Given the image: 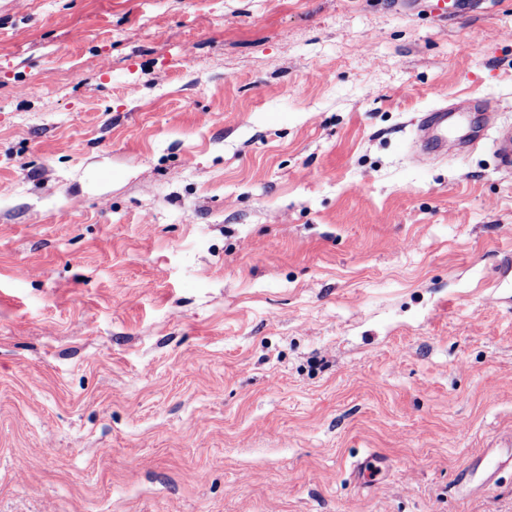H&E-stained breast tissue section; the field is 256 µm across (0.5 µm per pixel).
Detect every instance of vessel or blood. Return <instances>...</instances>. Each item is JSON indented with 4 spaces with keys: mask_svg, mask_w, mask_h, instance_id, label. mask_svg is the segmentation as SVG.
Here are the masks:
<instances>
[{
    "mask_svg": "<svg viewBox=\"0 0 512 512\" xmlns=\"http://www.w3.org/2000/svg\"><path fill=\"white\" fill-rule=\"evenodd\" d=\"M482 115L480 130L463 135L458 131L456 116L459 111ZM493 131L495 150L502 167L512 171V124L502 122L497 103L488 98H476L463 106H437L422 113L416 126L415 146L419 158H439L476 146L485 131Z\"/></svg>",
    "mask_w": 512,
    "mask_h": 512,
    "instance_id": "vessel-or-blood-1",
    "label": "vessel or blood"
}]
</instances>
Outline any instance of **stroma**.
Returning a JSON list of instances; mask_svg holds the SVG:
<instances>
[{
    "label": "stroma",
    "instance_id": "1",
    "mask_svg": "<svg viewBox=\"0 0 512 512\" xmlns=\"http://www.w3.org/2000/svg\"><path fill=\"white\" fill-rule=\"evenodd\" d=\"M428 5L0 0V512H512V175L413 160L512 0Z\"/></svg>",
    "mask_w": 512,
    "mask_h": 512
}]
</instances>
